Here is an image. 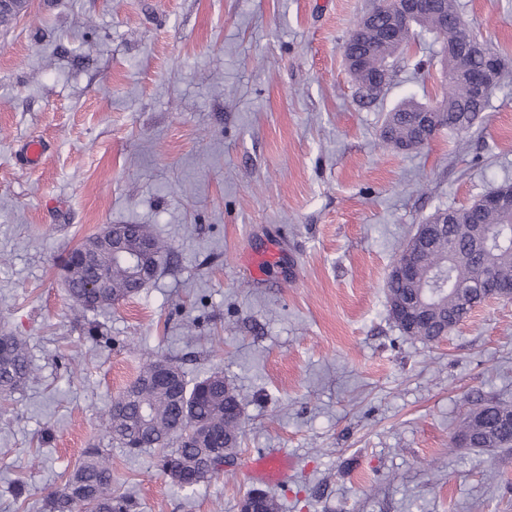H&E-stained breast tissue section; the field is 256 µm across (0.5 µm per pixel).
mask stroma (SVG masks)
<instances>
[{
	"mask_svg": "<svg viewBox=\"0 0 512 512\" xmlns=\"http://www.w3.org/2000/svg\"><path fill=\"white\" fill-rule=\"evenodd\" d=\"M372 3L26 0L0 17V332L38 368L0 397V512H41L89 447L135 512H238L245 459L272 448L294 460L268 489L279 512H512V451L449 446L469 400L512 401V300L425 345L386 295L418 224L512 183V80L468 132L383 143L386 113L440 97L439 47L411 44L363 103L342 45ZM460 4L512 59V0ZM32 138L36 167L17 151ZM109 224L150 225L178 262L76 316L58 263ZM273 247L278 268L252 278L248 256ZM159 356L190 381L223 372L241 398L234 463L193 488L101 425Z\"/></svg>",
	"mask_w": 512,
	"mask_h": 512,
	"instance_id": "stroma-1",
	"label": "stroma"
}]
</instances>
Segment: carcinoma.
Instances as JSON below:
<instances>
[{
    "label": "carcinoma",
    "mask_w": 512,
    "mask_h": 512,
    "mask_svg": "<svg viewBox=\"0 0 512 512\" xmlns=\"http://www.w3.org/2000/svg\"><path fill=\"white\" fill-rule=\"evenodd\" d=\"M459 0H438L435 9L427 12L407 31L406 40L432 34L440 42L442 97L436 107L442 111L438 130L453 133L469 131L488 105L491 92L508 75L502 65L495 82L480 98L473 93L468 74L483 70L484 55H468L463 59L453 51L474 37L462 22ZM392 16L378 17L376 24L361 31L357 50L370 53L364 70L351 75L358 86L367 82L366 73L377 67L394 72V59L399 47L383 42L379 31L393 27ZM424 104L408 99L389 113L381 138L387 143H404L416 138V112ZM454 222L446 227L445 236L437 239L419 257L415 269L416 283L398 280L386 283L389 314L405 335L424 344H434L448 335L473 309L472 301L491 294L488 278L512 282V214L472 203L452 211ZM129 236L153 243L156 260L153 272L173 262L172 246L156 237L146 224H124ZM61 269L68 294L86 313L112 306L115 302L138 292L145 281L133 276L121 261L104 255L96 270L83 266L78 249L63 259ZM444 273V282L436 285L434 296L425 304L419 318H404V307L427 287L434 273ZM106 279L105 288H88L93 277ZM165 364L176 374L179 390L153 382L156 368ZM35 377L26 340L10 333L0 334V395L8 396ZM512 416V403L487 399L472 403L461 429L452 440L456 445L469 438V447L512 449V426L487 431L480 426ZM241 406L235 388L219 372H212L188 385L179 365L159 356L142 367L136 380L102 412L101 419L112 440L130 454L144 448L161 450L159 467L173 482L193 488L207 482L224 467L218 461L213 467H200L198 455L212 448L224 447L229 440L239 447L243 437ZM48 512H133L136 504L112 489V462L102 448H88L71 471L62 489L52 493L45 502Z\"/></svg>",
    "instance_id": "1"
}]
</instances>
